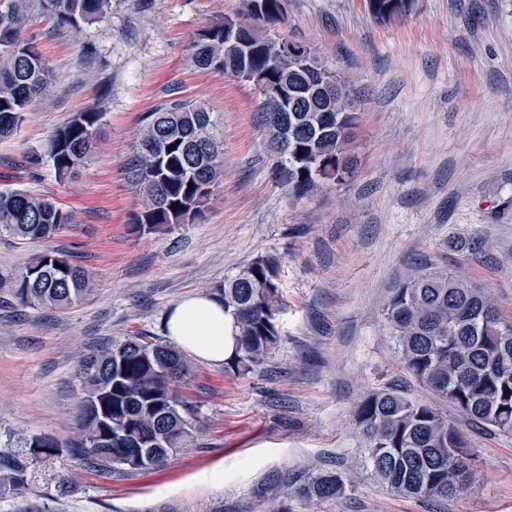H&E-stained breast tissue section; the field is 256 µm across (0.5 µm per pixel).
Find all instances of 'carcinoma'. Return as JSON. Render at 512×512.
Masks as SVG:
<instances>
[{"mask_svg":"<svg viewBox=\"0 0 512 512\" xmlns=\"http://www.w3.org/2000/svg\"><path fill=\"white\" fill-rule=\"evenodd\" d=\"M110 0H0V139L13 135L31 105L47 94L52 71L24 37L34 13L65 30L101 22ZM380 20L403 16L412 0H368ZM272 37L243 27L240 39L249 48L250 67L271 83H304L298 54L313 52L280 32L286 24L281 0H249ZM293 48L291 54L287 48ZM193 63L202 70L224 68V23L203 29L190 44ZM329 91L343 100L342 112H290L288 153L274 156L273 176L295 195L316 186L315 177L345 169L344 146L354 114L346 82L327 66ZM274 107L261 100L258 112L268 145L279 138L266 119ZM103 113L74 114L51 135L49 158L59 178L73 176L92 157ZM224 164L223 141L209 112L176 99L142 117L132 173L142 196L134 218L136 232H159L182 224L200 211ZM72 215L58 203L20 188L0 189V234L41 242L63 233ZM17 304L32 310H68L92 291L90 275L71 254L43 252L8 278ZM213 294L236 317L237 333L224 370L247 373L260 365L279 342L282 309L279 262L260 257L213 287ZM404 369L466 421L512 433V316L494 298L453 274H410L393 289L384 308ZM191 362L158 337L136 331L77 359L76 437L69 444L47 434L26 441L31 461L68 450L101 472L133 473L148 468L135 461L153 456L164 464L184 447L195 429V414L177 387ZM355 421L365 453L362 464L391 490L412 498L448 499L471 478L468 442L439 408L408 398L396 387L367 393ZM27 466L0 454V498L22 494ZM311 500L337 499L346 492L345 476L319 471L300 488Z\"/></svg>","mask_w":512,"mask_h":512,"instance_id":"cac0c4a2","label":"carcinoma"}]
</instances>
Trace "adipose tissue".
<instances>
[{
	"label": "adipose tissue",
	"instance_id": "adipose-tissue-1",
	"mask_svg": "<svg viewBox=\"0 0 512 512\" xmlns=\"http://www.w3.org/2000/svg\"><path fill=\"white\" fill-rule=\"evenodd\" d=\"M165 330L174 346L208 363H223L234 348V319L209 294L177 302L166 316Z\"/></svg>",
	"mask_w": 512,
	"mask_h": 512
}]
</instances>
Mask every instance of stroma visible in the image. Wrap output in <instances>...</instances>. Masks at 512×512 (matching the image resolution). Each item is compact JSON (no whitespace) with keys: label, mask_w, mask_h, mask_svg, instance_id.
Instances as JSON below:
<instances>
[{"label":"stroma","mask_w":512,"mask_h":512,"mask_svg":"<svg viewBox=\"0 0 512 512\" xmlns=\"http://www.w3.org/2000/svg\"><path fill=\"white\" fill-rule=\"evenodd\" d=\"M288 36L357 96L344 180L296 196L276 182L250 83L196 69L189 44L246 0H111L79 32L34 19L25 36L53 87L0 140V186L55 199L65 233L0 237V277L67 251L94 291L64 312L24 310L0 292V453L28 465L0 512H512V434L464 423L472 478L435 502L383 489L360 466L355 408L389 385L430 393L404 370L384 315L399 276L447 271L512 314V0H415L381 22L367 0H284ZM210 112L224 167L200 215L164 233L130 227L142 198L129 172L145 112L169 93ZM104 117L91 161L66 180L49 162L55 128ZM265 255L280 261V339L247 374L194 361L178 393L195 411L185 447L158 469L103 473L72 452L29 462L24 438L74 433L76 359L133 331L164 336L169 308ZM347 477L343 499L309 502L311 470Z\"/></svg>","instance_id":"1"}]
</instances>
